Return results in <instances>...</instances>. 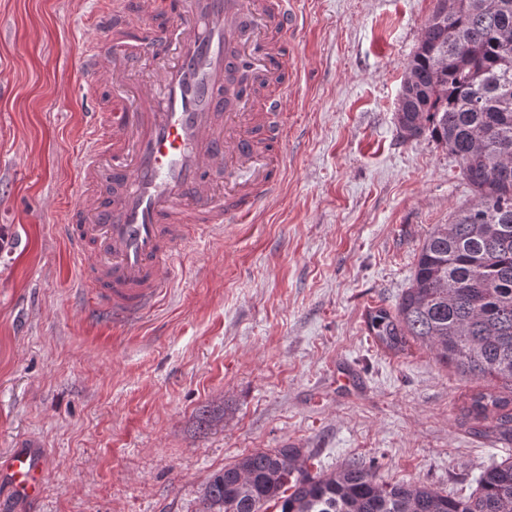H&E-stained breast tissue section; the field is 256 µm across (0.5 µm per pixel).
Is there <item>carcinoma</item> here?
I'll use <instances>...</instances> for the list:
<instances>
[{"instance_id":"carcinoma-1","label":"carcinoma","mask_w":512,"mask_h":512,"mask_svg":"<svg viewBox=\"0 0 512 512\" xmlns=\"http://www.w3.org/2000/svg\"><path fill=\"white\" fill-rule=\"evenodd\" d=\"M407 67L403 137L448 148L475 200L434 226L396 310L369 311L367 328L390 351L413 339L471 379L512 383V0H436ZM466 411L512 440V396L482 389ZM301 457L291 445L242 457L207 481L202 512H512V455L467 497L379 483L355 463L313 476Z\"/></svg>"}]
</instances>
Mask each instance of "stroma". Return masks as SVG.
I'll return each mask as SVG.
<instances>
[{"instance_id":"obj_1","label":"stroma","mask_w":512,"mask_h":512,"mask_svg":"<svg viewBox=\"0 0 512 512\" xmlns=\"http://www.w3.org/2000/svg\"><path fill=\"white\" fill-rule=\"evenodd\" d=\"M436 0H296L278 193L212 229L145 318L88 322L62 219L85 136L75 60L98 0H0V456L38 442L14 512H199L208 479L292 445L310 473L356 462L455 497L506 455L462 419L476 383L419 342L369 334L420 245L473 199L447 149L403 139L405 66Z\"/></svg>"}]
</instances>
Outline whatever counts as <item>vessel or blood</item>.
Here are the masks:
<instances>
[{"instance_id":"1","label":"vessel or blood","mask_w":512,"mask_h":512,"mask_svg":"<svg viewBox=\"0 0 512 512\" xmlns=\"http://www.w3.org/2000/svg\"><path fill=\"white\" fill-rule=\"evenodd\" d=\"M135 20L95 18L77 68L88 133L66 240L95 295L90 320L127 326L159 301L175 258L216 224H249L278 187L286 139L293 0H121ZM111 100H103V90ZM44 455L21 444L0 484L36 501Z\"/></svg>"}]
</instances>
